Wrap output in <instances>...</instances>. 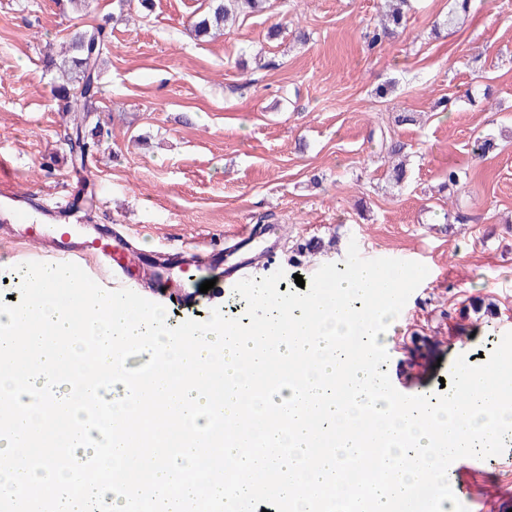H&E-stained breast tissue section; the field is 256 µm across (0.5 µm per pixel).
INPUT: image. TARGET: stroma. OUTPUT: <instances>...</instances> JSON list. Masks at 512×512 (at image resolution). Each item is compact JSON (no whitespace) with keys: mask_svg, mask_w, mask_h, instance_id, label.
Listing matches in <instances>:
<instances>
[{"mask_svg":"<svg viewBox=\"0 0 512 512\" xmlns=\"http://www.w3.org/2000/svg\"><path fill=\"white\" fill-rule=\"evenodd\" d=\"M404 32L377 49L363 39L378 0H269L216 37L191 30L208 0H154L152 11L93 0H0V192H30L61 223L87 213L125 225L154 255L186 240L223 241L242 224H279L286 248L261 278L284 270L279 293L326 263L361 256L424 264L428 274L382 337L390 380L408 395L441 394L455 360L472 365L512 332V0H479L463 24L435 31L452 0H412ZM106 22L112 51L101 112L112 135L96 155L71 159L72 121L52 96L45 47L73 26ZM309 34L307 42L297 31ZM390 82L393 92L375 95ZM451 99L441 111L440 99ZM416 113L395 126L396 113ZM373 129L404 142L408 179L391 187ZM491 135L498 150L472 153ZM469 177L441 190L448 167ZM473 216L447 225V213ZM0 241V299L20 294L24 246ZM494 317L458 312L473 300ZM468 512H512V446L479 470L449 468Z\"/></svg>","mask_w":512,"mask_h":512,"instance_id":"1","label":"stroma"}]
</instances>
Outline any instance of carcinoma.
Returning a JSON list of instances; mask_svg holds the SVG:
<instances>
[{
    "instance_id": "1",
    "label": "carcinoma",
    "mask_w": 512,
    "mask_h": 512,
    "mask_svg": "<svg viewBox=\"0 0 512 512\" xmlns=\"http://www.w3.org/2000/svg\"><path fill=\"white\" fill-rule=\"evenodd\" d=\"M266 0H209L208 10L192 24L198 38L224 31L227 21L238 13H255L264 9ZM409 0H380V20L366 33L369 46L375 47L404 29ZM110 53L106 25H85L75 30L69 39L68 50L60 55L45 54V65L56 73L53 96L59 111L73 113L72 136L68 142L70 153L80 151V160L97 146L100 138L111 136L94 121L99 112L102 93V74Z\"/></svg>"
}]
</instances>
